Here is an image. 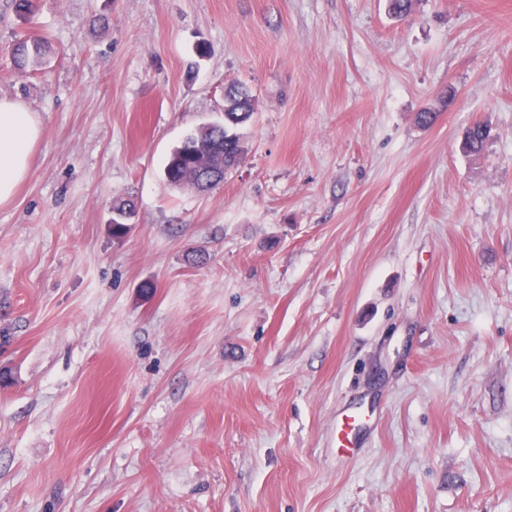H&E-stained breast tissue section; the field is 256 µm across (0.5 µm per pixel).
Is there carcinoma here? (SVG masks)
Masks as SVG:
<instances>
[{
	"instance_id": "1",
	"label": "carcinoma",
	"mask_w": 512,
	"mask_h": 512,
	"mask_svg": "<svg viewBox=\"0 0 512 512\" xmlns=\"http://www.w3.org/2000/svg\"><path fill=\"white\" fill-rule=\"evenodd\" d=\"M48 42L38 35L19 37L12 45L15 69L24 72L46 62ZM254 108L247 88L232 83L224 88V113L218 123L196 127L174 148L165 166L167 183L178 189L187 185L206 192L224 181V172L235 166L243 152V137L236 128L250 120ZM492 128L478 121L465 130L462 151L477 156L491 136Z\"/></svg>"
}]
</instances>
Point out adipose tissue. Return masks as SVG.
I'll list each match as a JSON object with an SVG mask.
<instances>
[{"mask_svg": "<svg viewBox=\"0 0 512 512\" xmlns=\"http://www.w3.org/2000/svg\"><path fill=\"white\" fill-rule=\"evenodd\" d=\"M43 129L23 101L0 97V206L8 204L27 178L30 157Z\"/></svg>", "mask_w": 512, "mask_h": 512, "instance_id": "obj_1", "label": "adipose tissue"}]
</instances>
